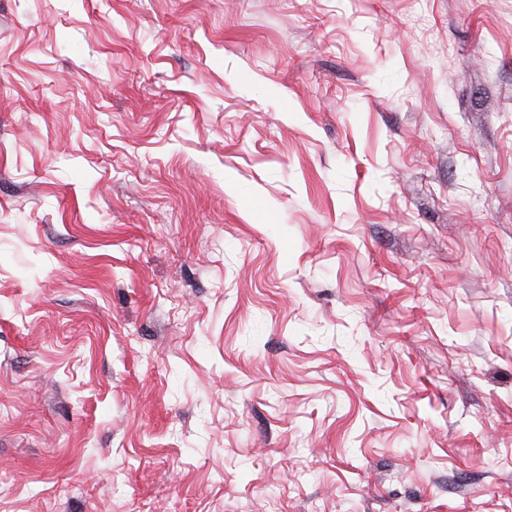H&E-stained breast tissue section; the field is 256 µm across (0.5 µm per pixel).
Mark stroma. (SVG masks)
Masks as SVG:
<instances>
[{
  "label": "stroma",
  "mask_w": 512,
  "mask_h": 512,
  "mask_svg": "<svg viewBox=\"0 0 512 512\" xmlns=\"http://www.w3.org/2000/svg\"><path fill=\"white\" fill-rule=\"evenodd\" d=\"M0 512H512V0H0Z\"/></svg>",
  "instance_id": "obj_1"
}]
</instances>
